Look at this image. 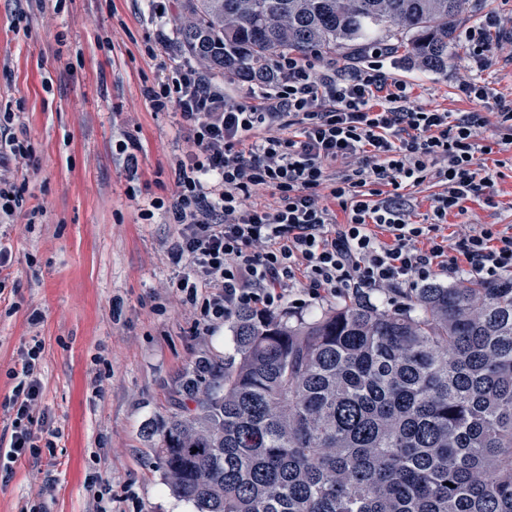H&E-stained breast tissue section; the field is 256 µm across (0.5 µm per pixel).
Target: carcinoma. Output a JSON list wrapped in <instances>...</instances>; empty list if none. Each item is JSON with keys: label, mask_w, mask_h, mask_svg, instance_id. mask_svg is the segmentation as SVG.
<instances>
[{"label": "carcinoma", "mask_w": 512, "mask_h": 512, "mask_svg": "<svg viewBox=\"0 0 512 512\" xmlns=\"http://www.w3.org/2000/svg\"><path fill=\"white\" fill-rule=\"evenodd\" d=\"M182 2L186 54L265 83L278 56L379 34L443 71L464 0ZM405 297L295 324L237 314L238 361L147 431L172 494L196 512H512V278Z\"/></svg>", "instance_id": "1"}]
</instances>
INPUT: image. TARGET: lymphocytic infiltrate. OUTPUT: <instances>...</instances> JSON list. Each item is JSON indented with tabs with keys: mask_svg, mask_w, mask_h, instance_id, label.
Returning a JSON list of instances; mask_svg holds the SVG:
<instances>
[{
	"mask_svg": "<svg viewBox=\"0 0 512 512\" xmlns=\"http://www.w3.org/2000/svg\"><path fill=\"white\" fill-rule=\"evenodd\" d=\"M493 29L507 31L496 13L464 32L477 69L492 61ZM383 55L377 48L367 66L324 71L307 58H281L277 85L253 101L229 98L202 70L177 63L145 88L150 107L179 114L195 145L177 165L174 198L151 201L141 216L159 213L177 227L168 254L187 265L178 288L196 312L197 334L244 309L268 315L300 285L313 299L367 298L444 274L490 281L512 273V231L484 224L453 244L441 233L449 213L494 184V171L478 161L484 117L453 119L414 104L407 84L387 76ZM274 123L298 133L252 139ZM28 155L22 141L0 138V219L21 201L9 162ZM339 161L346 170L329 176ZM430 178L443 190L428 223L411 222L400 190ZM260 186L275 190L276 207L253 202ZM38 359V350L20 353L12 371L14 431L0 450L10 464L41 456L29 417L41 392Z\"/></svg>",
	"mask_w": 512,
	"mask_h": 512,
	"instance_id": "f902f5d3",
	"label": "lymphocytic infiltrate"
}]
</instances>
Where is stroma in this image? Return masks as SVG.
Returning a JSON list of instances; mask_svg holds the SVG:
<instances>
[{"label": "stroma", "instance_id": "obj_1", "mask_svg": "<svg viewBox=\"0 0 512 512\" xmlns=\"http://www.w3.org/2000/svg\"><path fill=\"white\" fill-rule=\"evenodd\" d=\"M184 22L179 0H166L161 22L147 0H0V113H14L8 133L32 153L13 165L22 206L0 223L11 251L0 270V448L14 418L9 373L38 342L42 390L30 417L43 449L0 474V512H92L100 490L114 512H195L169 490L145 435L192 406L188 377L202 390L233 362V323L196 334L195 311L177 290L184 268L168 257L176 227L140 217L148 201L172 199L190 146L177 116L153 111L143 94L164 79V61H185ZM489 41L497 51L480 73L463 43L445 71L399 53L384 57V70L417 103L478 112L492 125L499 101H512V42L495 32ZM475 79L488 98L464 94ZM129 137L140 146L134 170L117 151ZM496 157L493 205L467 201L449 215V232L512 225V145ZM46 425L59 437L47 439Z\"/></svg>", "mask_w": 512, "mask_h": 512}]
</instances>
